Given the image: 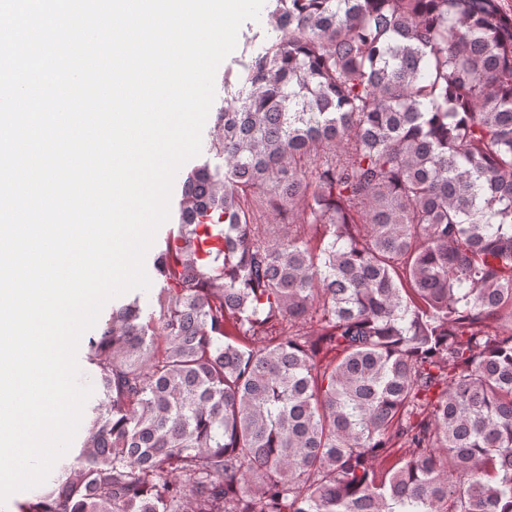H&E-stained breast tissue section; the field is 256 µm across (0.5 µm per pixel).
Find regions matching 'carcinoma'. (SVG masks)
<instances>
[{
	"label": "carcinoma",
	"instance_id": "1",
	"mask_svg": "<svg viewBox=\"0 0 512 512\" xmlns=\"http://www.w3.org/2000/svg\"><path fill=\"white\" fill-rule=\"evenodd\" d=\"M270 24L224 72V165L187 173L150 312L88 343L78 454L17 512H512V14Z\"/></svg>",
	"mask_w": 512,
	"mask_h": 512
}]
</instances>
